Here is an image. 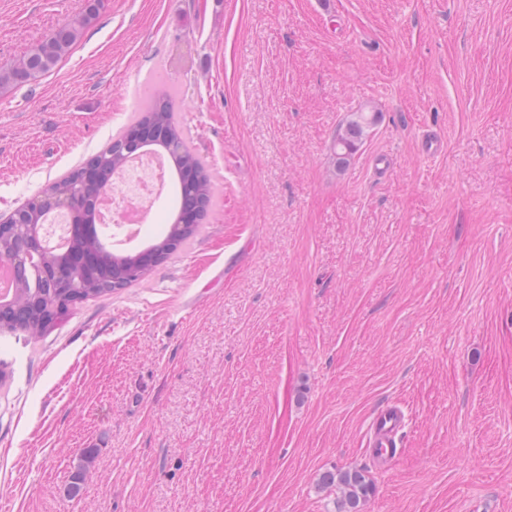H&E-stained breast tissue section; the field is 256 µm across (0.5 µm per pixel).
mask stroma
<instances>
[{
  "mask_svg": "<svg viewBox=\"0 0 512 512\" xmlns=\"http://www.w3.org/2000/svg\"><path fill=\"white\" fill-rule=\"evenodd\" d=\"M85 7L0 0V61ZM155 67L221 193L143 282L0 334V512H332L335 469L372 481L363 512H512V0H103L0 96V215ZM387 403L409 424L383 469ZM360 112L336 135L333 142V151L336 155L338 166H344L350 158L359 150L360 144L367 130L375 124L376 114ZM404 411L391 405L382 409L370 424V448L374 457L385 467H390L397 456V436L407 426Z\"/></svg>",
  "mask_w": 512,
  "mask_h": 512,
  "instance_id": "1",
  "label": "stroma"
}]
</instances>
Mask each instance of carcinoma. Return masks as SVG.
Masks as SVG:
<instances>
[{
    "label": "carcinoma",
    "mask_w": 512,
    "mask_h": 512,
    "mask_svg": "<svg viewBox=\"0 0 512 512\" xmlns=\"http://www.w3.org/2000/svg\"><path fill=\"white\" fill-rule=\"evenodd\" d=\"M102 0H87L84 12L52 30L27 55L0 62V95L51 72L70 54L84 29L97 16ZM376 114H357L336 135V163L347 164L359 150ZM143 145L166 158L176 200L165 235L150 245L155 260L145 263L142 253H116L103 241L94 224L98 198L112 181L113 170L122 166L131 150ZM216 185L206 163L187 142L170 98L154 97L143 113L128 123L112 142L83 166L49 187V195L16 209L10 222L0 224V255L21 271L10 305L0 306V331L20 333L38 340L60 324L69 309L60 305L65 294L90 301L143 281L153 268L178 253L203 229V219L215 198ZM71 212L72 239L65 253L42 251L34 225L50 209ZM320 489L336 488V512H362L373 491L371 480L360 470L323 472Z\"/></svg>",
    "instance_id": "carcinoma-1"
}]
</instances>
